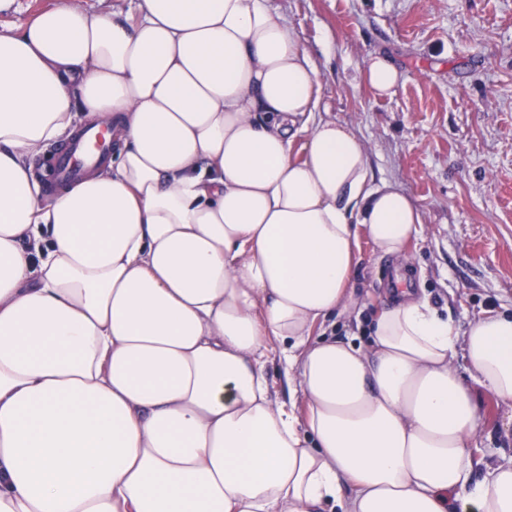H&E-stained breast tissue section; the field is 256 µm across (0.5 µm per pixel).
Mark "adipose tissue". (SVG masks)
Wrapping results in <instances>:
<instances>
[{"label":"adipose tissue","instance_id":"obj_1","mask_svg":"<svg viewBox=\"0 0 512 512\" xmlns=\"http://www.w3.org/2000/svg\"><path fill=\"white\" fill-rule=\"evenodd\" d=\"M320 98L266 0L0 29V512H512V462L469 454L512 316L461 333L401 288L370 344L312 336L361 314L358 231L403 262L423 223ZM85 119L116 157L47 197L30 160ZM265 372L273 389L281 398H288V385L284 377V363L277 355H272L268 360Z\"/></svg>","mask_w":512,"mask_h":512}]
</instances>
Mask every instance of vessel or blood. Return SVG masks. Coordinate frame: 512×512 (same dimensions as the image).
<instances>
[{
	"label": "vessel or blood",
	"instance_id": "b4317fda",
	"mask_svg": "<svg viewBox=\"0 0 512 512\" xmlns=\"http://www.w3.org/2000/svg\"><path fill=\"white\" fill-rule=\"evenodd\" d=\"M110 155V141L105 128L79 130L68 143L54 148L49 160L58 184L79 182L89 166L104 163Z\"/></svg>",
	"mask_w": 512,
	"mask_h": 512
}]
</instances>
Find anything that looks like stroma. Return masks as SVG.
Returning <instances> with one entry per match:
<instances>
[{
	"label": "stroma",
	"instance_id": "1",
	"mask_svg": "<svg viewBox=\"0 0 512 512\" xmlns=\"http://www.w3.org/2000/svg\"><path fill=\"white\" fill-rule=\"evenodd\" d=\"M304 40L319 71L324 116L353 127L374 179L419 208L408 260L358 236L359 321L315 327L314 338L369 341L391 291L424 292L459 329L512 313V0H268ZM400 79L384 97L364 83L369 55ZM473 477L512 459V406L473 388Z\"/></svg>",
	"mask_w": 512,
	"mask_h": 512
}]
</instances>
